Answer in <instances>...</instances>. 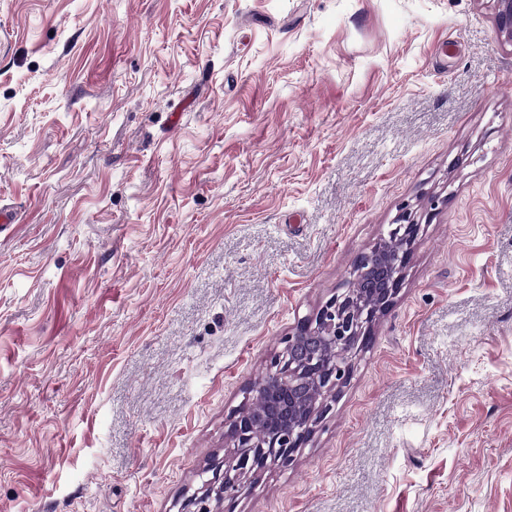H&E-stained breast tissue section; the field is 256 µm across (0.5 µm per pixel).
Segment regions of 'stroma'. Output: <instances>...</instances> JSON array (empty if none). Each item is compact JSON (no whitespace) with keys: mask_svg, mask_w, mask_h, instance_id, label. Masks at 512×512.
Here are the masks:
<instances>
[{"mask_svg":"<svg viewBox=\"0 0 512 512\" xmlns=\"http://www.w3.org/2000/svg\"><path fill=\"white\" fill-rule=\"evenodd\" d=\"M494 0H0V512H178L402 207L392 310L233 512H512Z\"/></svg>","mask_w":512,"mask_h":512,"instance_id":"stroma-1","label":"stroma"}]
</instances>
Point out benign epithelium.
Here are the masks:
<instances>
[{
  "instance_id": "1",
  "label": "benign epithelium",
  "mask_w": 512,
  "mask_h": 512,
  "mask_svg": "<svg viewBox=\"0 0 512 512\" xmlns=\"http://www.w3.org/2000/svg\"><path fill=\"white\" fill-rule=\"evenodd\" d=\"M496 2L498 32L512 43V0ZM421 226L417 212L402 208L387 235L357 256L349 285L298 321L247 399L262 409L239 410L230 418L226 440L232 451L208 465L204 473L211 477L181 512H210V498L219 504L233 500L244 483L269 466H289L306 447L348 382L352 357L393 307Z\"/></svg>"
}]
</instances>
